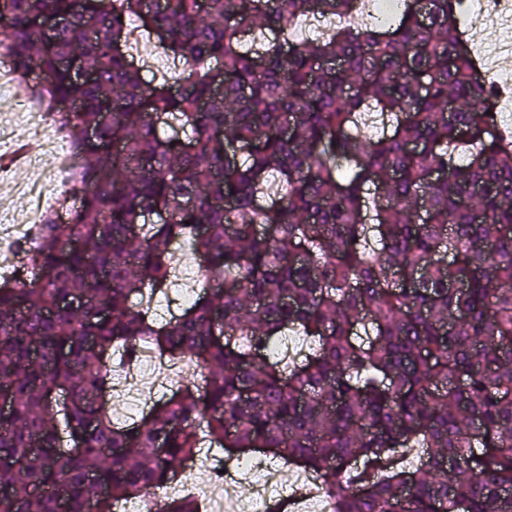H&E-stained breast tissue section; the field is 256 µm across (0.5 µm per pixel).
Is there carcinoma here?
<instances>
[{"mask_svg": "<svg viewBox=\"0 0 512 512\" xmlns=\"http://www.w3.org/2000/svg\"><path fill=\"white\" fill-rule=\"evenodd\" d=\"M356 2L145 14L141 0H0V49L80 157L68 219L19 244L30 277L0 281V512H116L174 483L201 432L315 473L332 512H512V141L488 131L497 91L462 0L340 23ZM305 14L338 24L297 41ZM133 18L188 77H143ZM265 29L260 51L241 42ZM371 110L391 134L360 132ZM175 114L186 141L165 133ZM273 179L283 193L266 198ZM176 238L201 285L159 324L138 299L169 287ZM290 332L309 343L293 367L269 355ZM139 341L207 375L125 429L107 364ZM411 448L418 466L402 462ZM158 512L201 505L160 496Z\"/></svg>", "mask_w": 512, "mask_h": 512, "instance_id": "carcinoma-1", "label": "carcinoma"}]
</instances>
